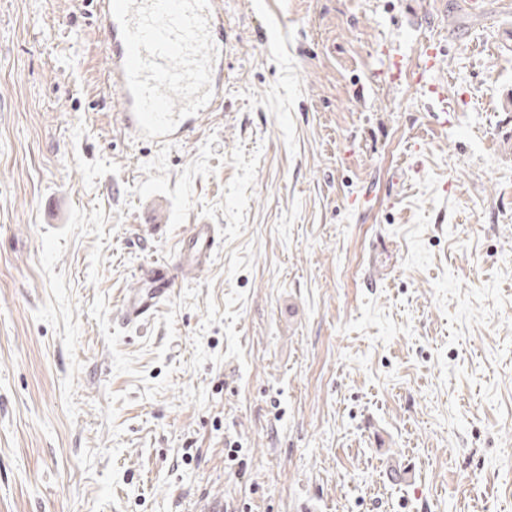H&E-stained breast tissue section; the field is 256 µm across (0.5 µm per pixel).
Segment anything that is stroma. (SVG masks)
<instances>
[{
  "instance_id": "35a3bbf8",
  "label": "stroma",
  "mask_w": 512,
  "mask_h": 512,
  "mask_svg": "<svg viewBox=\"0 0 512 512\" xmlns=\"http://www.w3.org/2000/svg\"><path fill=\"white\" fill-rule=\"evenodd\" d=\"M222 7L224 105L159 149L94 0H0V512H512V13ZM222 241L217 224H192L178 243L177 271L183 279L193 276L200 266L209 265ZM140 288L126 294L121 302L119 316L126 326H142L155 311L172 297L174 276L163 262H148L137 270Z\"/></svg>"
}]
</instances>
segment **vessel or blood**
Returning a JSON list of instances; mask_svg holds the SVG:
<instances>
[{
	"mask_svg": "<svg viewBox=\"0 0 512 512\" xmlns=\"http://www.w3.org/2000/svg\"><path fill=\"white\" fill-rule=\"evenodd\" d=\"M97 8L103 23L102 45L108 63L107 80L119 102L120 123L137 140L141 134L133 111L134 99L126 83V48L120 25L111 12V0H97ZM223 97L224 58L219 55L213 62L212 96L205 106L206 111H214ZM201 120L198 114L182 118L171 134L153 138L152 143L158 147H169L185 142L199 128ZM221 241L219 225L195 224L178 243L176 267L162 262L142 264L137 270L139 288L122 299L119 310L121 321L128 326H141L149 322L160 305L170 300L175 276L189 277L198 267L210 264Z\"/></svg>",
	"mask_w": 512,
	"mask_h": 512,
	"instance_id": "vessel-or-blood-1",
	"label": "vessel or blood"
}]
</instances>
